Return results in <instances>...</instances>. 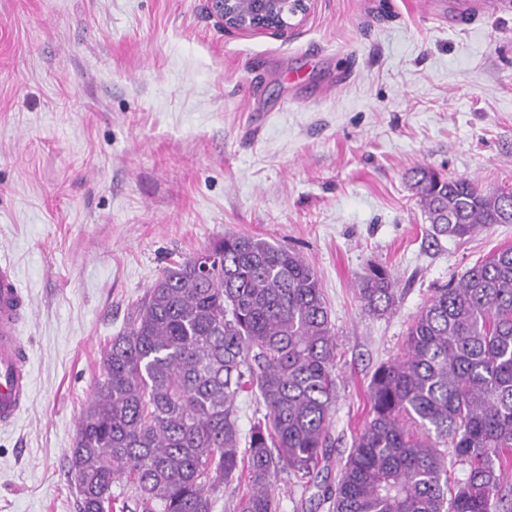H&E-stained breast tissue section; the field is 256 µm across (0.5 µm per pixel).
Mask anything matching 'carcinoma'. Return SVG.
Masks as SVG:
<instances>
[{"instance_id":"cac0c4a2","label":"carcinoma","mask_w":512,"mask_h":512,"mask_svg":"<svg viewBox=\"0 0 512 512\" xmlns=\"http://www.w3.org/2000/svg\"><path fill=\"white\" fill-rule=\"evenodd\" d=\"M433 234L512 224V191L417 171ZM164 267L127 329L105 347L70 448L79 512H112L126 480L162 512H213L247 475L236 512H277L278 474L316 488L331 512H512V247L439 288L402 353L368 386L369 420L336 484L318 482L336 407V340L314 266L265 240L226 235ZM368 315L396 299L389 269L358 280ZM265 408L248 434L235 400ZM467 470L448 487V454ZM247 486L244 481L236 479L224 482V486L215 494L214 512H234L237 499L245 493Z\"/></svg>"}]
</instances>
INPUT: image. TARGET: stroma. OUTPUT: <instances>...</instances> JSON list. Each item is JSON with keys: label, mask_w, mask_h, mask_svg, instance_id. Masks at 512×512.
I'll list each match as a JSON object with an SVG mask.
<instances>
[{"label": "stroma", "mask_w": 512, "mask_h": 512, "mask_svg": "<svg viewBox=\"0 0 512 512\" xmlns=\"http://www.w3.org/2000/svg\"><path fill=\"white\" fill-rule=\"evenodd\" d=\"M314 0L283 33L208 0H0V253L30 316L33 407L0 428V512H78L69 450L102 352L163 267L227 234L299 252L336 337L335 483L375 369L512 224L433 237L422 167L512 189V9ZM383 264L396 300L363 313ZM279 512H330L280 474ZM356 290L363 311L368 315H383L395 303V281L386 266H370L358 280Z\"/></svg>", "instance_id": "35a3bbf8"}]
</instances>
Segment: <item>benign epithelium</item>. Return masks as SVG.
I'll return each mask as SVG.
<instances>
[{
    "instance_id": "1",
    "label": "benign epithelium",
    "mask_w": 512,
    "mask_h": 512,
    "mask_svg": "<svg viewBox=\"0 0 512 512\" xmlns=\"http://www.w3.org/2000/svg\"><path fill=\"white\" fill-rule=\"evenodd\" d=\"M235 0H209L210 11L224 29L248 34L283 31L293 26V21L304 17L312 0H258L259 13L248 20L236 17Z\"/></svg>"
}]
</instances>
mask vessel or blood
Instances as JSON below:
<instances>
[{
	"mask_svg": "<svg viewBox=\"0 0 512 512\" xmlns=\"http://www.w3.org/2000/svg\"><path fill=\"white\" fill-rule=\"evenodd\" d=\"M26 304L14 262L0 257V427L16 422L33 403L29 349L21 335Z\"/></svg>",
	"mask_w": 512,
	"mask_h": 512,
	"instance_id": "b4317fda",
	"label": "vessel or blood"
}]
</instances>
